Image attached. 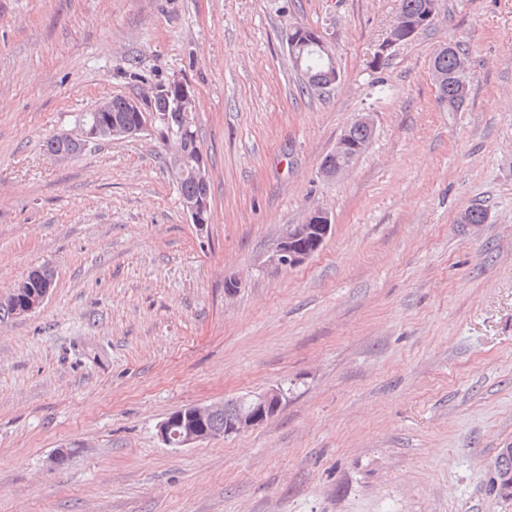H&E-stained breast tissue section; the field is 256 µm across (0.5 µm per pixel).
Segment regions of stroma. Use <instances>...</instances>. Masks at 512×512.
<instances>
[{"label": "stroma", "mask_w": 512, "mask_h": 512, "mask_svg": "<svg viewBox=\"0 0 512 512\" xmlns=\"http://www.w3.org/2000/svg\"><path fill=\"white\" fill-rule=\"evenodd\" d=\"M397 8L0 0V297L55 273L41 308L0 318V512H512L487 492L512 446V0H438L372 67ZM296 25L333 43L335 89L302 90ZM446 45L470 63L459 112L432 78ZM173 80L196 98L202 226L157 135L45 147ZM361 114L367 149L321 177ZM476 206L486 223H458ZM320 208L322 248L271 266ZM278 385L254 429L159 437L187 406ZM331 218L327 211L317 209L310 212L302 224H290L279 241L276 243L272 254L269 257V262L283 269H293L301 266L307 259L314 253H307L306 251L297 250L292 244L297 238L312 235L318 232L323 227H327V232L330 230Z\"/></svg>", "instance_id": "obj_1"}]
</instances>
